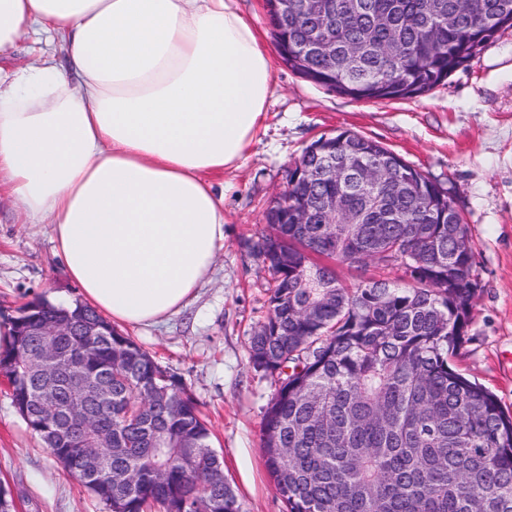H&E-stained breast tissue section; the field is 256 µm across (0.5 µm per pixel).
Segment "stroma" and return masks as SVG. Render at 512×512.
<instances>
[{
  "label": "stroma",
  "instance_id": "1",
  "mask_svg": "<svg viewBox=\"0 0 512 512\" xmlns=\"http://www.w3.org/2000/svg\"><path fill=\"white\" fill-rule=\"evenodd\" d=\"M348 130L380 142L447 189L464 213L479 282L469 340L457 365L512 411V29L486 43L430 92L407 100H355L275 62L263 129L240 167L216 174L224 249L208 281L176 317L131 337L181 378L208 421L224 474L244 512H285L261 452L275 385L248 364L265 320L268 271L250 253L288 172L323 135ZM34 298H81L53 254L49 224H27L0 199V324ZM0 481L16 512H106L62 470L0 383Z\"/></svg>",
  "mask_w": 512,
  "mask_h": 512
}]
</instances>
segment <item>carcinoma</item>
I'll use <instances>...</instances> for the list:
<instances>
[{"label":"carcinoma","instance_id":"obj_1","mask_svg":"<svg viewBox=\"0 0 512 512\" xmlns=\"http://www.w3.org/2000/svg\"><path fill=\"white\" fill-rule=\"evenodd\" d=\"M319 12L295 0L269 14L282 60L305 79L356 100L425 94L466 65L504 27L512 0H324ZM356 70L346 67L354 45ZM349 181L307 173L325 161ZM379 168L407 183L400 199L369 174ZM297 183L266 212L270 230L251 245L273 275L268 315L249 341L248 363L276 390L263 418L262 449L286 512H512V415L457 369L477 291L467 224L445 190L378 142L350 131L323 135L297 162ZM329 195L360 205L380 199L366 225L368 245L348 224H294ZM362 267L419 264L416 282L366 279L347 286L318 259ZM324 283L312 287V277ZM44 321L62 307L39 300L11 317L0 374L12 403L56 460L109 512H242L211 447L199 404L181 380L94 308L75 303L77 321L101 336L59 337L63 353L108 397L86 408V432L106 440L103 465L84 468V448L55 435L68 394L56 407L34 398L53 369L28 372L42 337L24 335L25 311ZM196 450L194 480L186 447Z\"/></svg>","mask_w":512,"mask_h":512}]
</instances>
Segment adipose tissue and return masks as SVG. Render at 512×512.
<instances>
[{"label":"adipose tissue","mask_w":512,"mask_h":512,"mask_svg":"<svg viewBox=\"0 0 512 512\" xmlns=\"http://www.w3.org/2000/svg\"><path fill=\"white\" fill-rule=\"evenodd\" d=\"M30 31L65 60L0 68V193L50 225L86 303L159 325L224 248L208 176L263 126L272 53L235 0H0V55Z\"/></svg>","instance_id":"obj_1"}]
</instances>
